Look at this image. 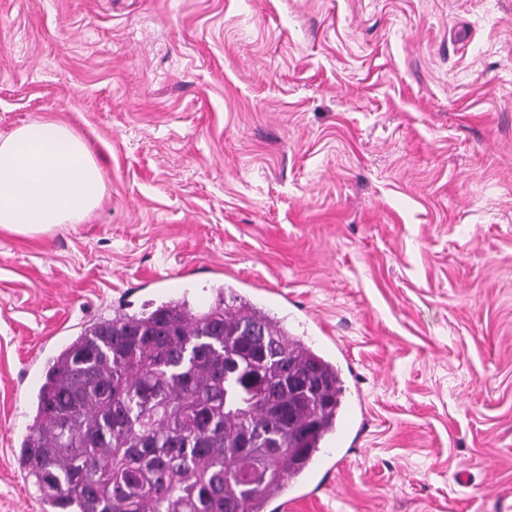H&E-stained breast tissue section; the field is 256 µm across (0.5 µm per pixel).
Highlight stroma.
Listing matches in <instances>:
<instances>
[{
	"label": "stroma",
	"instance_id": "obj_1",
	"mask_svg": "<svg viewBox=\"0 0 512 512\" xmlns=\"http://www.w3.org/2000/svg\"><path fill=\"white\" fill-rule=\"evenodd\" d=\"M69 125L81 223L0 230V512L49 360L231 288L341 367L354 451L272 512H512V0H0V136Z\"/></svg>",
	"mask_w": 512,
	"mask_h": 512
}]
</instances>
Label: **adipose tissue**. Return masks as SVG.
<instances>
[{"label":"adipose tissue","instance_id":"ef3b65f1","mask_svg":"<svg viewBox=\"0 0 512 512\" xmlns=\"http://www.w3.org/2000/svg\"><path fill=\"white\" fill-rule=\"evenodd\" d=\"M104 190L100 166L69 126L35 120L0 137V229L34 235L80 223Z\"/></svg>","mask_w":512,"mask_h":512}]
</instances>
